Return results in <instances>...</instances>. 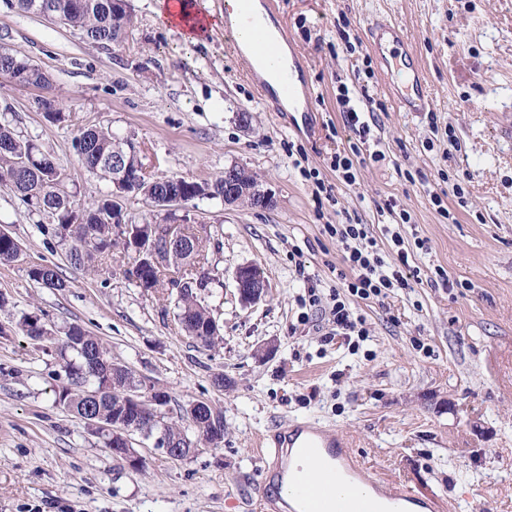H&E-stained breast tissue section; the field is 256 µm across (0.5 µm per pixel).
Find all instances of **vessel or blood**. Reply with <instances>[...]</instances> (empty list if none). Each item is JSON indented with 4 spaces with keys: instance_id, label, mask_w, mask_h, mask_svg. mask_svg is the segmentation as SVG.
<instances>
[{
    "instance_id": "vessel-or-blood-1",
    "label": "vessel or blood",
    "mask_w": 512,
    "mask_h": 512,
    "mask_svg": "<svg viewBox=\"0 0 512 512\" xmlns=\"http://www.w3.org/2000/svg\"><path fill=\"white\" fill-rule=\"evenodd\" d=\"M262 5L263 18L275 30L273 37L261 41L236 43V52L245 66L249 79L257 83L271 103L296 97L299 89L305 88V66L300 55H293L292 65L284 70L273 69L272 64L279 53V43L286 37L285 25L274 0H239L237 17L225 18L224 32L234 35L241 19L252 18L255 5ZM370 45L375 50H383L385 45L400 49L403 56L394 60V69L403 71V82L395 85L393 96L398 111L423 112L430 105L426 93L422 69L405 30L393 22H374L368 31ZM307 458L316 467L315 472L299 476L297 492L292 503L287 504V512H336L327 487L317 481L316 471H323L329 478L347 474L351 490L343 512H368L367 506L359 497V485H372L370 475L353 462L348 441L338 434L326 431L310 422L288 423L278 433L272 446L267 449L269 462L260 473L259 492L284 482L288 474L291 452Z\"/></svg>"
}]
</instances>
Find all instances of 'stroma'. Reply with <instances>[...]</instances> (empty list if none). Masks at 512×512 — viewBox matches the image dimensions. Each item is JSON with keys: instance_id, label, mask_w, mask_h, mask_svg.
Instances as JSON below:
<instances>
[{"instance_id": "1", "label": "stroma", "mask_w": 512, "mask_h": 512, "mask_svg": "<svg viewBox=\"0 0 512 512\" xmlns=\"http://www.w3.org/2000/svg\"><path fill=\"white\" fill-rule=\"evenodd\" d=\"M224 2L199 0L213 29L192 42L169 31L159 0H130L129 37L101 46L0 0V46L50 75L43 90L0 78V122L64 164L77 201L112 190L75 156L74 136L91 126L140 142L150 176L211 180L234 164L275 197L264 210L210 198L185 208L222 282L205 293L223 336L209 349L181 329L173 300L126 279L128 254L114 250L103 276L73 267L66 245L39 230L51 217L0 185V227L21 245L15 262L0 264V325L10 328L0 335V512H276L257 489L266 463L258 444L291 420L348 436L361 467L434 495L440 512H512V0H276L287 47L305 59V114L273 111L246 77L224 35ZM343 20L358 43L352 53L336 32ZM375 20L407 32L431 111L397 110L394 77L366 41ZM344 86L352 106L376 118L372 154L351 185L331 168L353 136L336 103ZM44 96L64 122L45 118ZM309 171L330 195L315 199ZM390 201L409 223L380 213ZM349 213L369 225L385 261L399 231L419 270L413 288L383 301L351 299L365 320L360 339L332 336L327 313L341 254L323 227ZM418 237L427 249L415 248ZM38 264L57 266L68 289L31 281ZM244 264L270 282L251 307L233 280ZM441 271L453 289L433 286ZM39 311L55 329L81 324L163 387L166 421L195 401L220 410L223 446L175 461L137 437L144 469L114 459L55 404L67 382L60 342L17 327ZM268 344L273 352L261 355Z\"/></svg>"}]
</instances>
